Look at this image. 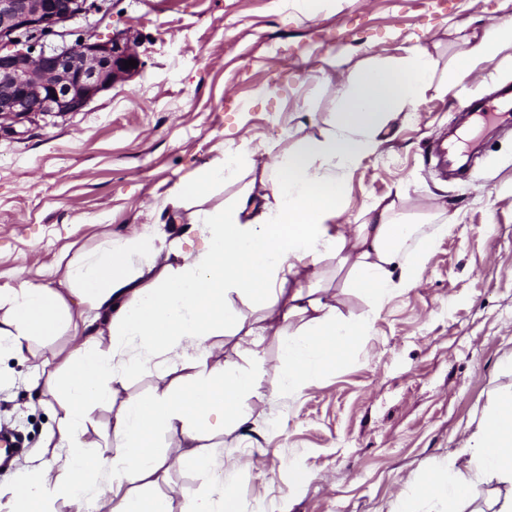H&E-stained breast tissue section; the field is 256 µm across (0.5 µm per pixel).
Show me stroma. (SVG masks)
I'll use <instances>...</instances> for the list:
<instances>
[{
  "instance_id": "stroma-1",
  "label": "stroma",
  "mask_w": 512,
  "mask_h": 512,
  "mask_svg": "<svg viewBox=\"0 0 512 512\" xmlns=\"http://www.w3.org/2000/svg\"><path fill=\"white\" fill-rule=\"evenodd\" d=\"M100 34L139 37L141 74L101 93L84 111L0 132V288L28 280L59 285L58 265L105 236H144L166 254L185 235L187 212L166 196L221 152L275 164L297 140L329 130L341 82L369 59L429 49L428 90L383 133L379 151L344 177L330 232L371 222L376 204L413 219L448 210L409 289L370 304L347 288L329 257L300 282L347 317L370 314L366 336L343 362L297 383L283 344L297 324L268 317L259 355L245 334L213 337L207 369L258 371L273 396L247 401L248 422L220 418L201 441L205 461L180 466L179 435L156 437L165 466L146 491L169 495L177 512L231 484L241 504L267 512H448L420 490L447 479L448 464L477 431L482 412L512 393V46L480 59L463 80L448 70L465 37L512 16V0H327L306 17L297 0H104ZM335 79L323 81L327 61ZM500 115L448 129L473 101ZM119 399L151 396L156 376L144 348ZM34 363L0 362V429L21 433L23 450L0 468V489L21 472L62 466L46 452L58 404L36 397Z\"/></svg>"
}]
</instances>
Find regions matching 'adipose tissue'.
Wrapping results in <instances>:
<instances>
[{
	"label": "adipose tissue",
	"mask_w": 512,
	"mask_h": 512,
	"mask_svg": "<svg viewBox=\"0 0 512 512\" xmlns=\"http://www.w3.org/2000/svg\"><path fill=\"white\" fill-rule=\"evenodd\" d=\"M506 42L512 43V18L475 36L454 64L456 78L468 76L476 59ZM435 66L427 48L413 46L405 56L356 69L339 92L331 130L297 141L228 203L206 207V192L240 170L242 156L218 159L180 184L167 202L189 207L188 226L203 235L195 252L172 243L180 264L158 265L143 238H108L65 266L63 289L29 281L0 289V357L38 358L51 367L63 410L55 447L66 454L61 469L27 472L11 487L10 512H47L61 497L78 500L85 512H174L172 497L135 490L165 464L156 450L157 431L180 435L187 446L182 463L203 462L197 447L201 427L214 415L233 428L247 423L245 400L264 394L257 373L201 367L212 337L237 335L244 325L230 295L266 307L274 293H288L285 316L306 318L283 348L298 383L341 362L345 349L367 334L371 320L305 300L299 278L327 256L346 253L352 259L350 288L377 302L411 287L423 271L434 240L426 238L405 253L418 225L393 205L384 206L374 223L346 235L329 234L326 224L339 214L344 173L379 149L384 127L425 92ZM64 333L79 338V346L66 353L49 350L53 338ZM133 341L156 357L194 349L192 372L179 396L165 387L155 398L122 404L112 424V459L106 462L89 453L83 436L91 409L112 402L124 387L130 367L115 365L114 356ZM468 455L464 466H450L447 483H429L424 496L447 491L462 504L486 478L512 485V393L497 400ZM107 477L111 494L93 493Z\"/></svg>",
	"instance_id": "1"
}]
</instances>
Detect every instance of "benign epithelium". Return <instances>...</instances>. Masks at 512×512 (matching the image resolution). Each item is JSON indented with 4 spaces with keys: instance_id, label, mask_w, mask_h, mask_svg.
<instances>
[{
    "instance_id": "benign-epithelium-1",
    "label": "benign epithelium",
    "mask_w": 512,
    "mask_h": 512,
    "mask_svg": "<svg viewBox=\"0 0 512 512\" xmlns=\"http://www.w3.org/2000/svg\"><path fill=\"white\" fill-rule=\"evenodd\" d=\"M98 12V0H0V129L81 112L142 71L128 30L73 38L71 24ZM130 59L138 65L124 68Z\"/></svg>"
}]
</instances>
